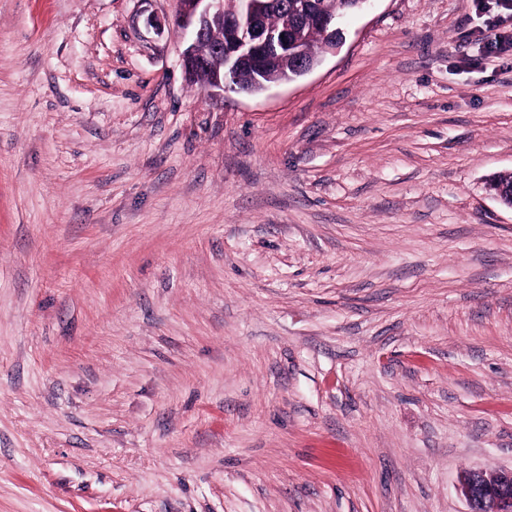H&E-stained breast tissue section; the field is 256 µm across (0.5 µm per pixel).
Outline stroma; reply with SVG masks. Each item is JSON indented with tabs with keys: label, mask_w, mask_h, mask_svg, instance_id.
I'll return each instance as SVG.
<instances>
[{
	"label": "stroma",
	"mask_w": 512,
	"mask_h": 512,
	"mask_svg": "<svg viewBox=\"0 0 512 512\" xmlns=\"http://www.w3.org/2000/svg\"><path fill=\"white\" fill-rule=\"evenodd\" d=\"M176 0H0V512H468L512 468V55L373 0L213 105ZM459 490L468 512H512V468L491 473L470 470L461 477Z\"/></svg>",
	"instance_id": "stroma-1"
}]
</instances>
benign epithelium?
Here are the masks:
<instances>
[{
  "label": "benign epithelium",
  "instance_id": "benign-epithelium-1",
  "mask_svg": "<svg viewBox=\"0 0 512 512\" xmlns=\"http://www.w3.org/2000/svg\"><path fill=\"white\" fill-rule=\"evenodd\" d=\"M232 12L228 24L236 31V39L224 45L223 64L213 68L211 83L203 86L207 96L215 101L224 99V91L235 90L236 74L243 68L258 67L254 88L247 90L253 95L262 93L273 85L291 82L313 71L321 59L308 57L295 39L297 22L316 24L325 29L326 44L323 53H333L341 44V29L336 20L315 8V0H298L293 8L280 0H231ZM282 13V27L266 28L262 25L264 8ZM224 14V0H178L174 19L149 13L143 17L147 31L160 37L173 28L183 45L180 66L185 76L193 77L205 63L197 52L199 39L211 21ZM297 55L296 74L266 79L264 70L271 67L283 54ZM459 490L466 500L468 512H512V468L488 473L471 470L461 477Z\"/></svg>",
  "mask_w": 512,
  "mask_h": 512
}]
</instances>
